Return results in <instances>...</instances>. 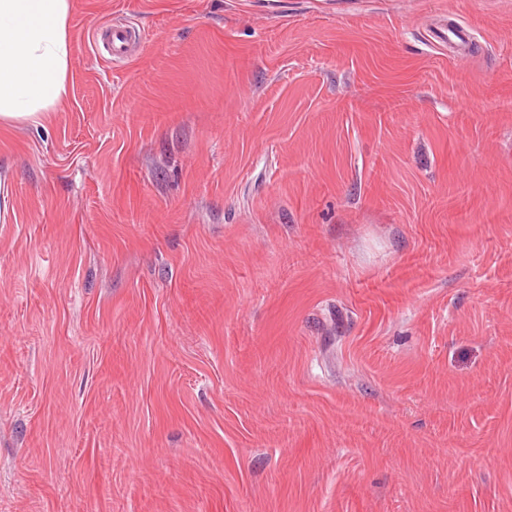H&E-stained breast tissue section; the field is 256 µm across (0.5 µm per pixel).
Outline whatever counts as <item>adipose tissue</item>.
Segmentation results:
<instances>
[{"label": "adipose tissue", "mask_w": 512, "mask_h": 512, "mask_svg": "<svg viewBox=\"0 0 512 512\" xmlns=\"http://www.w3.org/2000/svg\"><path fill=\"white\" fill-rule=\"evenodd\" d=\"M70 0H0V122L43 125L69 94Z\"/></svg>", "instance_id": "ef3b65f1"}]
</instances>
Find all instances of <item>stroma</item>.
I'll use <instances>...</instances> for the list:
<instances>
[{
	"label": "stroma",
	"mask_w": 512,
	"mask_h": 512,
	"mask_svg": "<svg viewBox=\"0 0 512 512\" xmlns=\"http://www.w3.org/2000/svg\"><path fill=\"white\" fill-rule=\"evenodd\" d=\"M70 5L0 125V512H512V0ZM93 39L96 48L100 50L102 46L112 58V64H118L126 62L133 55L138 41H143V36L137 35L128 21L123 26L105 24L98 27ZM435 41L459 59H464L469 53L470 29L452 21L441 24L434 33Z\"/></svg>",
	"instance_id": "35a3bbf8"
}]
</instances>
